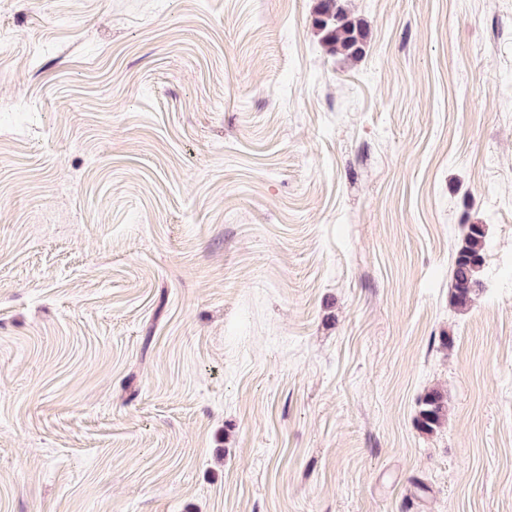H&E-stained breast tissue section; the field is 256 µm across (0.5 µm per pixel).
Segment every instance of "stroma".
Segmentation results:
<instances>
[{
	"instance_id": "35a3bbf8",
	"label": "stroma",
	"mask_w": 512,
	"mask_h": 512,
	"mask_svg": "<svg viewBox=\"0 0 512 512\" xmlns=\"http://www.w3.org/2000/svg\"><path fill=\"white\" fill-rule=\"evenodd\" d=\"M316 4L0 0V512H512V0ZM313 26L330 55L353 61L364 57L368 36L366 24L347 9L343 0H319ZM488 249L486 225H464L451 268L450 297L458 308L470 306L483 289L481 276ZM447 404L444 395L432 390L420 400L416 422L422 432L433 433L445 422Z\"/></svg>"
}]
</instances>
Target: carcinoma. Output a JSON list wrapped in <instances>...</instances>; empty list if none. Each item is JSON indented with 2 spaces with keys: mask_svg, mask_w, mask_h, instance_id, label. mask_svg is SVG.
Instances as JSON below:
<instances>
[{
  "mask_svg": "<svg viewBox=\"0 0 512 512\" xmlns=\"http://www.w3.org/2000/svg\"><path fill=\"white\" fill-rule=\"evenodd\" d=\"M313 26L327 53L353 61L364 57L368 36L366 24L347 9L344 0H318ZM488 249L486 225H464L451 268L450 297L455 306H470L483 289L481 276ZM446 417L444 395L438 390L426 393L420 400L416 418L420 430L432 433L440 428Z\"/></svg>",
  "mask_w": 512,
  "mask_h": 512,
  "instance_id": "carcinoma-1",
  "label": "carcinoma"
}]
</instances>
